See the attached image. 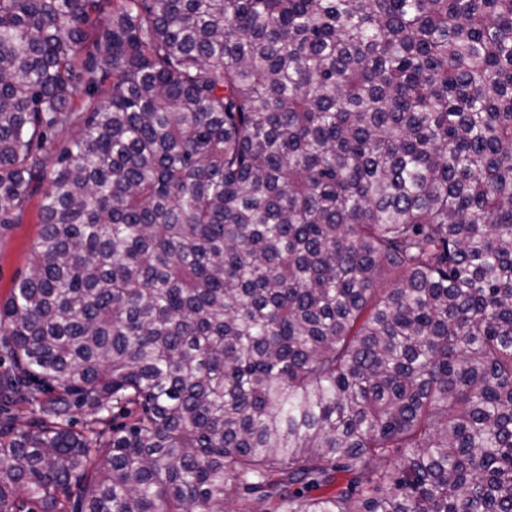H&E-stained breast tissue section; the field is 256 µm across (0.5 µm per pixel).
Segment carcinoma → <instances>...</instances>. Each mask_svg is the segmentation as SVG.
<instances>
[{"instance_id":"obj_1","label":"carcinoma","mask_w":512,"mask_h":512,"mask_svg":"<svg viewBox=\"0 0 512 512\" xmlns=\"http://www.w3.org/2000/svg\"><path fill=\"white\" fill-rule=\"evenodd\" d=\"M32 204L0 512H512V0H0Z\"/></svg>"}]
</instances>
